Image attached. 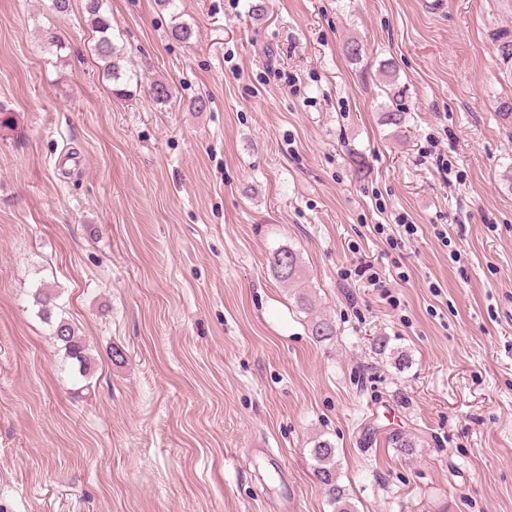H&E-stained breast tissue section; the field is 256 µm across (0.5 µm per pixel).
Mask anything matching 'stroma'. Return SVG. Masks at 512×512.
I'll list each match as a JSON object with an SVG mask.
<instances>
[{
	"label": "stroma",
	"mask_w": 512,
	"mask_h": 512,
	"mask_svg": "<svg viewBox=\"0 0 512 512\" xmlns=\"http://www.w3.org/2000/svg\"><path fill=\"white\" fill-rule=\"evenodd\" d=\"M446 2L180 0L181 43L156 0H107L133 75L117 96L85 0H0V512H332L320 437L357 512H512V0ZM281 245L332 340L271 270ZM399 431L423 437L412 457ZM35 301L39 306L38 312L45 322L51 325L54 337L63 345L67 357L77 367L79 375L88 378L95 370V361L89 355L83 338L78 336L68 320L56 318L54 322L52 321L53 309L56 306L49 293L39 291Z\"/></svg>",
	"instance_id": "obj_1"
}]
</instances>
